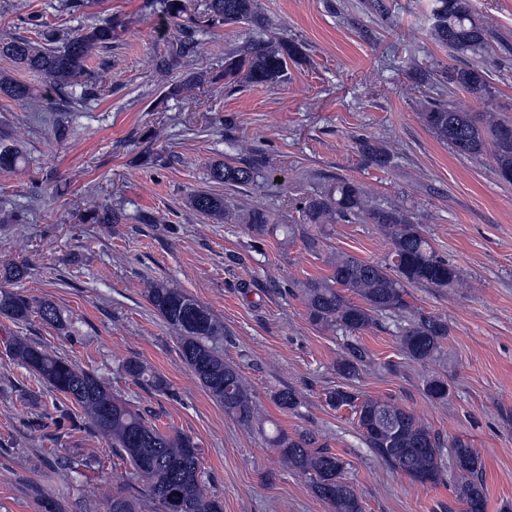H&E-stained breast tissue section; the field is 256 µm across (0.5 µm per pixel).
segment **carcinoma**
I'll return each instance as SVG.
<instances>
[{
	"mask_svg": "<svg viewBox=\"0 0 512 512\" xmlns=\"http://www.w3.org/2000/svg\"><path fill=\"white\" fill-rule=\"evenodd\" d=\"M162 11L179 20L187 14L183 0H160ZM258 20L255 0H207L201 19H187L184 37L171 43L168 59L159 70L190 62L198 45L201 28ZM429 34L448 48L456 65L443 68L439 76L451 90L483 100L491 92L489 75L477 62L490 47V33L476 18L470 0H433ZM112 47V21L92 23L71 36L53 30L38 39L0 37V57L30 73L42 75L64 92L73 105H82L96 94L94 76L87 70L89 52ZM299 54L298 47L273 41H253L228 55L224 76L241 78L253 84L279 86L288 75V60ZM0 93L24 101L30 88L24 83L0 79ZM423 124L454 153L473 157L490 151L496 174L512 182V122L492 112H463L451 104L427 103L421 112ZM362 159L379 168L388 167L393 156L386 146L370 139H356ZM20 152L0 144V170L15 169ZM264 163L253 148L239 149V155L211 165L209 179L227 187H245L266 176ZM195 212L220 224L244 223L253 237L283 233L296 237L298 225L280 224L261 208L244 214L220 193L195 191L187 198ZM305 224L321 228L338 221H359L376 225L390 241L391 251L380 262H366L342 256L331 264L332 275L295 284L310 321L318 326L335 327L351 335L379 323L381 317H400L408 309L407 288H456L463 285L459 269L440 257L412 213L401 206H382L370 200L358 182L338 177L324 191L305 198L298 205ZM85 219L97 224H119L122 212L95 204L85 211ZM360 298L346 299L341 290ZM144 295L158 315L179 334L180 356L224 413L243 424L255 419L250 388L238 368L224 361L218 347L224 342V323L192 294L172 288L166 282L147 284ZM50 325H63L57 306L38 303L0 287V318L13 322L28 320L32 313ZM448 336V321L432 315L409 320L400 336L406 356L415 362L429 361L440 351ZM9 353L38 382L63 395L84 410V417L95 433L134 470L138 483L154 501L157 512H223L222 502L205 493L199 448L188 435L165 433L152 426L143 412L112 394V389L95 372L80 368L68 359L52 354L37 344L17 337L6 341ZM366 359L364 350L347 344V352L336 365L345 380L358 377ZM121 370L134 381L155 391H167L163 377L153 373L137 358L123 361ZM427 396L448 400V380L436 376L425 386ZM326 402L339 409L349 407L355 415L364 443L384 463L422 486L437 485L448 476L455 483L457 497L467 512H485L486 500L482 462L470 444L461 438L451 442L448 452L440 434L421 423L396 403L362 397L338 385L327 392ZM308 434L290 436L278 431L269 438L280 461L288 469L312 481L315 493L328 506V512H363L361 498L346 479L345 462L324 448L315 447ZM108 512H137V498L128 490L112 493Z\"/></svg>",
	"mask_w": 512,
	"mask_h": 512,
	"instance_id": "obj_1",
	"label": "carcinoma"
}]
</instances>
